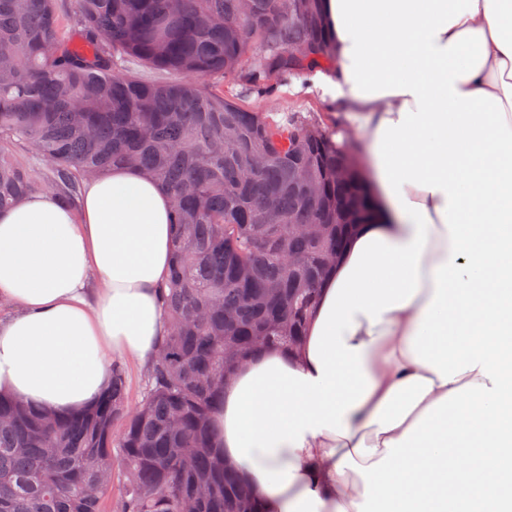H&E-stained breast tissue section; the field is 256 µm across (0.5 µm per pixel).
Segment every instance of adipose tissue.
<instances>
[{"mask_svg": "<svg viewBox=\"0 0 512 512\" xmlns=\"http://www.w3.org/2000/svg\"><path fill=\"white\" fill-rule=\"evenodd\" d=\"M314 81L366 136L378 218L302 346L241 364L213 445L263 512H512V0H324ZM172 199L135 169L0 213V390L89 405L167 335Z\"/></svg>", "mask_w": 512, "mask_h": 512, "instance_id": "ef3b65f1", "label": "adipose tissue"}]
</instances>
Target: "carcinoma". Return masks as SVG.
Segmentation results:
<instances>
[{
	"label": "carcinoma",
	"instance_id": "carcinoma-1",
	"mask_svg": "<svg viewBox=\"0 0 512 512\" xmlns=\"http://www.w3.org/2000/svg\"><path fill=\"white\" fill-rule=\"evenodd\" d=\"M322 2L77 0L64 32L56 0H0V211L46 190L72 205L89 178L120 167L173 198L169 333L141 400L129 407L120 361L77 411L0 391V512H103L117 470L119 512H261L214 452L211 414L248 355L301 344L328 258L376 208L349 144L247 111L205 80L264 97L275 79L327 68ZM122 59L177 78L119 71Z\"/></svg>",
	"mask_w": 512,
	"mask_h": 512
}]
</instances>
